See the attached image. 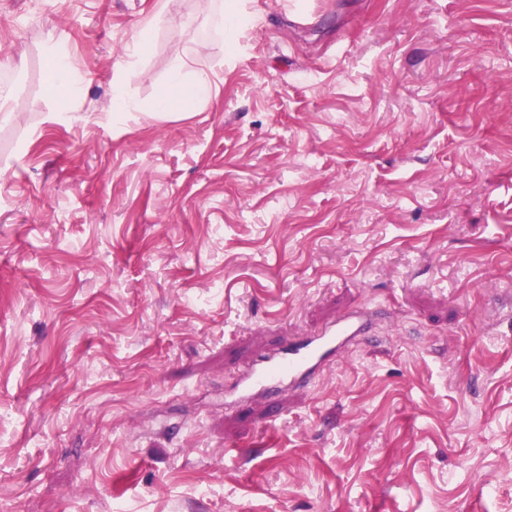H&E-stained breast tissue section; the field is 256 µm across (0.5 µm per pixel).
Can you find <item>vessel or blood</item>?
I'll use <instances>...</instances> for the list:
<instances>
[{
    "label": "vessel or blood",
    "instance_id": "obj_1",
    "mask_svg": "<svg viewBox=\"0 0 512 512\" xmlns=\"http://www.w3.org/2000/svg\"><path fill=\"white\" fill-rule=\"evenodd\" d=\"M372 320L369 313L347 315L321 335L284 341L280 348L252 362L240 382L242 392H261L269 407H278L284 391L305 385L319 366L355 337L366 335Z\"/></svg>",
    "mask_w": 512,
    "mask_h": 512
}]
</instances>
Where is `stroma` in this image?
Returning <instances> with one entry per match:
<instances>
[{
	"mask_svg": "<svg viewBox=\"0 0 512 512\" xmlns=\"http://www.w3.org/2000/svg\"><path fill=\"white\" fill-rule=\"evenodd\" d=\"M238 7L0 0V512H512V0ZM176 66L214 94L152 115ZM49 66L52 74L51 87L53 91L61 97L67 96L76 81V75L67 57L61 52H53ZM373 314L347 315L330 325L320 336L286 340L280 348L252 362L240 385L243 393H263L268 408L282 414L279 397L285 391L305 385L319 366L335 357L356 336H366Z\"/></svg>",
	"mask_w": 512,
	"mask_h": 512,
	"instance_id": "obj_1",
	"label": "stroma"
}]
</instances>
